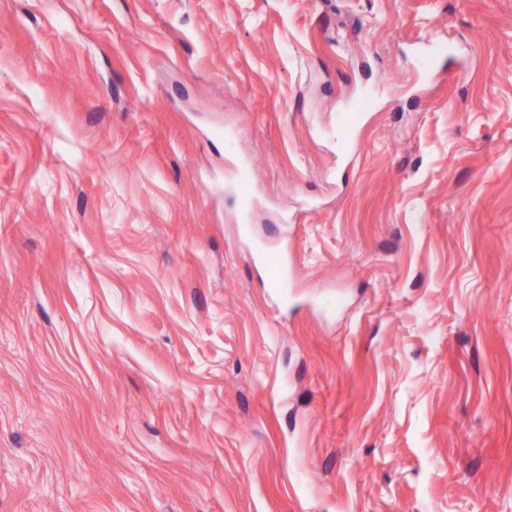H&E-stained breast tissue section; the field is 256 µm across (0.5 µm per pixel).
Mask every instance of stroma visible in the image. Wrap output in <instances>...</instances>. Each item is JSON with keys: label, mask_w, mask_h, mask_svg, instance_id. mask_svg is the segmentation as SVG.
<instances>
[{"label": "stroma", "mask_w": 512, "mask_h": 512, "mask_svg": "<svg viewBox=\"0 0 512 512\" xmlns=\"http://www.w3.org/2000/svg\"><path fill=\"white\" fill-rule=\"evenodd\" d=\"M0 512H512V0H0Z\"/></svg>", "instance_id": "obj_1"}]
</instances>
